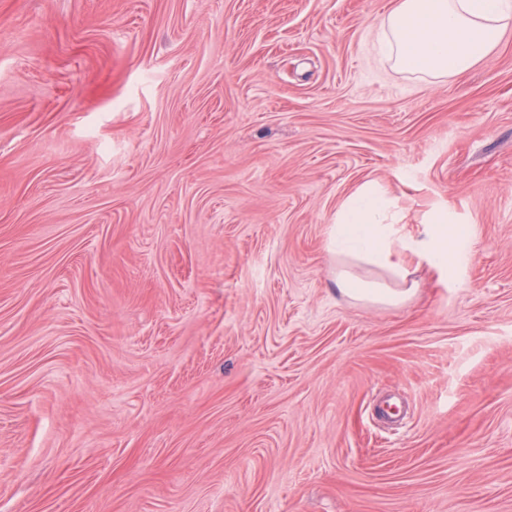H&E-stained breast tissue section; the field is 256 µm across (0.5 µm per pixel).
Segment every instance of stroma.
Masks as SVG:
<instances>
[{"label": "stroma", "instance_id": "obj_1", "mask_svg": "<svg viewBox=\"0 0 512 512\" xmlns=\"http://www.w3.org/2000/svg\"><path fill=\"white\" fill-rule=\"evenodd\" d=\"M393 2L0 0V512H512V32L424 78ZM368 182L457 230L396 305ZM390 203L369 187L351 195L336 215L331 244L336 255L366 262L387 270L396 280L408 279L409 264L404 258L410 253L419 264L448 267V236L452 225L448 224L447 209L436 210L426 224L422 237L401 241L395 237L389 224ZM397 242L403 247L396 252ZM337 287L350 297L370 300L377 303L395 304L402 294L392 291L377 282L365 281L342 271L336 278Z\"/></svg>", "mask_w": 512, "mask_h": 512}]
</instances>
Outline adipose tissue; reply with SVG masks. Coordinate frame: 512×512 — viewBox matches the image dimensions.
Instances as JSON below:
<instances>
[{
    "instance_id": "1",
    "label": "adipose tissue",
    "mask_w": 512,
    "mask_h": 512,
    "mask_svg": "<svg viewBox=\"0 0 512 512\" xmlns=\"http://www.w3.org/2000/svg\"><path fill=\"white\" fill-rule=\"evenodd\" d=\"M512 28V0H395L375 31L397 69L420 76L459 75L485 59ZM390 203L365 187L336 215L331 244L337 255L409 276L408 258L447 267L451 226L447 209L436 210L421 238L397 241Z\"/></svg>"
}]
</instances>
